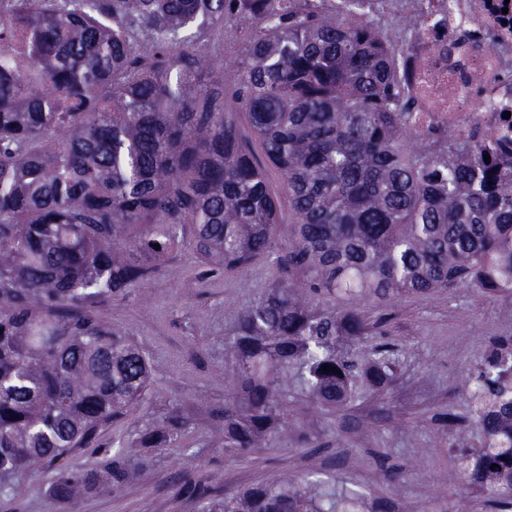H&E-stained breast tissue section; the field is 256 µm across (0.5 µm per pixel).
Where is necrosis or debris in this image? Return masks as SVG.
I'll return each instance as SVG.
<instances>
[{"instance_id": "1", "label": "necrosis or debris", "mask_w": 512, "mask_h": 512, "mask_svg": "<svg viewBox=\"0 0 512 512\" xmlns=\"http://www.w3.org/2000/svg\"><path fill=\"white\" fill-rule=\"evenodd\" d=\"M505 0H364V18L401 63L412 143L476 135L512 158V11Z\"/></svg>"}]
</instances>
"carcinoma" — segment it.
Listing matches in <instances>:
<instances>
[{"label":"carcinoma","instance_id":"carcinoma-1","mask_svg":"<svg viewBox=\"0 0 512 512\" xmlns=\"http://www.w3.org/2000/svg\"><path fill=\"white\" fill-rule=\"evenodd\" d=\"M242 6L255 26L241 51L199 49ZM361 7L13 0L0 19V478L51 466L54 506L74 512L96 481L66 459L149 382L143 352L90 307L146 287L187 232L212 270L273 254L283 196L295 217L277 256L288 282L251 303L225 343L238 393L215 429L226 448H264L280 433L290 379L333 408L358 378L391 380L385 348L360 364L340 351L369 330L358 299L460 284L512 295V163L484 162L474 139L407 144L397 60L360 23ZM478 380L466 392L484 448L473 465L458 449L459 465L512 512V352ZM186 424L172 412L144 429L112 456V485ZM312 486L285 478L218 501L202 493L200 512L354 508L334 492L322 506Z\"/></svg>","mask_w":512,"mask_h":512}]
</instances>
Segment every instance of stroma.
Instances as JSON below:
<instances>
[{
  "instance_id": "obj_1",
  "label": "stroma",
  "mask_w": 512,
  "mask_h": 512,
  "mask_svg": "<svg viewBox=\"0 0 512 512\" xmlns=\"http://www.w3.org/2000/svg\"><path fill=\"white\" fill-rule=\"evenodd\" d=\"M285 279L275 257L224 274L207 270L184 245L147 287L96 306L143 349L151 383L141 402L100 429L98 447L73 450L70 463L103 469L112 453L173 411L189 426L124 486L103 480L78 512H198V503L179 492L183 477L221 495L309 472L358 493L364 512H456L461 505L490 512L463 480L456 451L482 445L465 387L500 344L512 343V296L457 285L426 296L362 300L358 308L372 333L345 341L342 350L386 344L395 363L390 383L365 387L335 409L312 402L292 383L283 397L284 429L270 447L243 455L211 438L225 406L237 400L224 344L239 313ZM52 478L48 468L17 475L25 492L0 494V512H54Z\"/></svg>"
}]
</instances>
